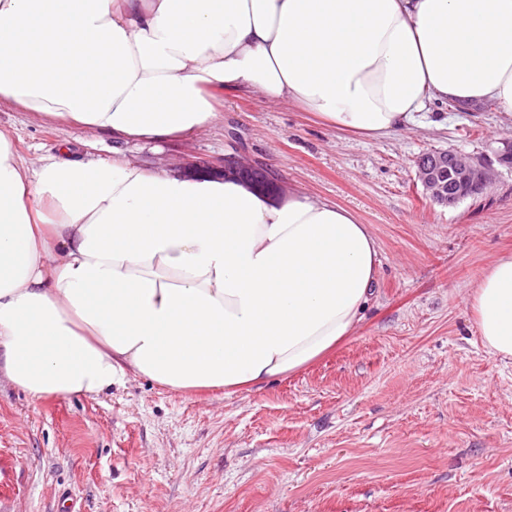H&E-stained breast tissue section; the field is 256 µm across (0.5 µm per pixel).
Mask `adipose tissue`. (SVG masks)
<instances>
[{"label": "adipose tissue", "instance_id": "adipose-tissue-1", "mask_svg": "<svg viewBox=\"0 0 512 512\" xmlns=\"http://www.w3.org/2000/svg\"><path fill=\"white\" fill-rule=\"evenodd\" d=\"M251 90L379 138L429 101L512 117V0H0V101L115 139L213 124ZM378 243L350 210L288 188L58 156L0 131V374L36 399L128 374L261 389L352 335ZM512 362V254L467 295Z\"/></svg>", "mask_w": 512, "mask_h": 512}]
</instances>
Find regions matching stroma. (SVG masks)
Instances as JSON below:
<instances>
[{"label": "stroma", "mask_w": 512, "mask_h": 512, "mask_svg": "<svg viewBox=\"0 0 512 512\" xmlns=\"http://www.w3.org/2000/svg\"><path fill=\"white\" fill-rule=\"evenodd\" d=\"M194 136L115 141L0 104L27 159H111L180 170L236 155L351 210L379 243L354 336L262 390L185 393L145 377L95 398L35 400L0 376V507L58 512H512V363L487 354L466 296L512 251V166L482 197L425 199L431 151L492 156L512 118L492 102L429 105L373 139L256 93H223Z\"/></svg>", "instance_id": "35a3bbf8"}]
</instances>
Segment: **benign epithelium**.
<instances>
[{
  "mask_svg": "<svg viewBox=\"0 0 512 512\" xmlns=\"http://www.w3.org/2000/svg\"><path fill=\"white\" fill-rule=\"evenodd\" d=\"M188 168L196 176L234 175L262 190L274 191L279 188L278 179L262 166L244 158L228 157L218 163L190 164ZM493 175L490 160L462 151L439 152L428 160H418L416 164L417 181L425 197L448 207L487 191Z\"/></svg>",
  "mask_w": 512,
  "mask_h": 512,
  "instance_id": "1",
  "label": "benign epithelium"
}]
</instances>
